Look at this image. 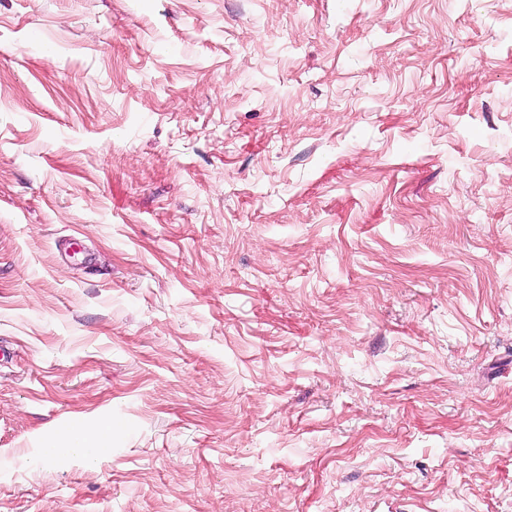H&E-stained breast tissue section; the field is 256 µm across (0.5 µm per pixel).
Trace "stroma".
I'll list each match as a JSON object with an SVG mask.
<instances>
[{"mask_svg":"<svg viewBox=\"0 0 512 512\" xmlns=\"http://www.w3.org/2000/svg\"><path fill=\"white\" fill-rule=\"evenodd\" d=\"M0 347V512H512V0H0Z\"/></svg>","mask_w":512,"mask_h":512,"instance_id":"35a3bbf8","label":"stroma"}]
</instances>
